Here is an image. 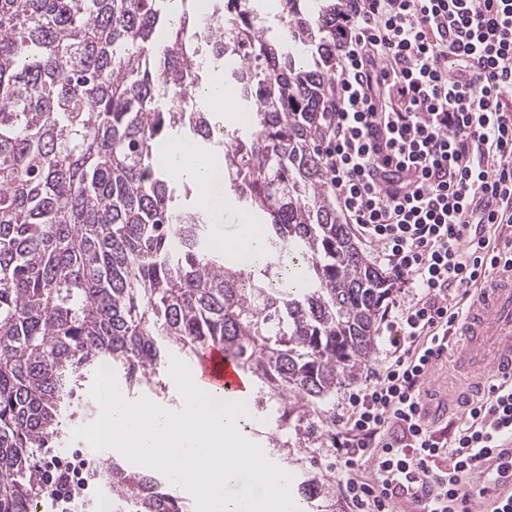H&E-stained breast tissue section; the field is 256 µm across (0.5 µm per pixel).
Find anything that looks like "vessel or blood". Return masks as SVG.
Wrapping results in <instances>:
<instances>
[{
  "label": "vessel or blood",
  "mask_w": 512,
  "mask_h": 512,
  "mask_svg": "<svg viewBox=\"0 0 512 512\" xmlns=\"http://www.w3.org/2000/svg\"><path fill=\"white\" fill-rule=\"evenodd\" d=\"M470 303L456 323L461 339L454 366L463 379L456 403L467 407L487 394L492 382L512 384V267L498 270L482 287L470 289ZM201 384L223 391L225 400L244 401L252 382L224 350L211 346L199 351L192 363ZM512 493V479L487 485L475 512H491Z\"/></svg>",
  "instance_id": "obj_1"
}]
</instances>
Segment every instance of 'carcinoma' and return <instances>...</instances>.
<instances>
[{
  "label": "carcinoma",
  "mask_w": 512,
  "mask_h": 512,
  "mask_svg": "<svg viewBox=\"0 0 512 512\" xmlns=\"http://www.w3.org/2000/svg\"><path fill=\"white\" fill-rule=\"evenodd\" d=\"M0 0V512H33L31 465L104 361L160 388L173 353L220 344L277 427L356 376L391 288L336 213L323 147L344 0ZM227 41L226 56L203 46ZM244 128L200 95L216 72ZM191 142L263 224L264 255L208 240L161 149ZM112 512H184L167 478L114 461Z\"/></svg>",
  "instance_id": "1"
}]
</instances>
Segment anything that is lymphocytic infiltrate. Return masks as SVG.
<instances>
[{"label":"lymphocytic infiltrate","mask_w":512,"mask_h":512,"mask_svg":"<svg viewBox=\"0 0 512 512\" xmlns=\"http://www.w3.org/2000/svg\"><path fill=\"white\" fill-rule=\"evenodd\" d=\"M336 29L325 168L346 223L413 296L383 313L389 351L346 395L327 467L353 512L405 496L419 512H471L459 474L512 477V457L486 465L512 438V387L492 384L449 442L423 423V390L457 294L512 265V239L484 233L499 215L512 224V0H346ZM44 474L52 512H78L99 470L79 454Z\"/></svg>","instance_id":"1"}]
</instances>
